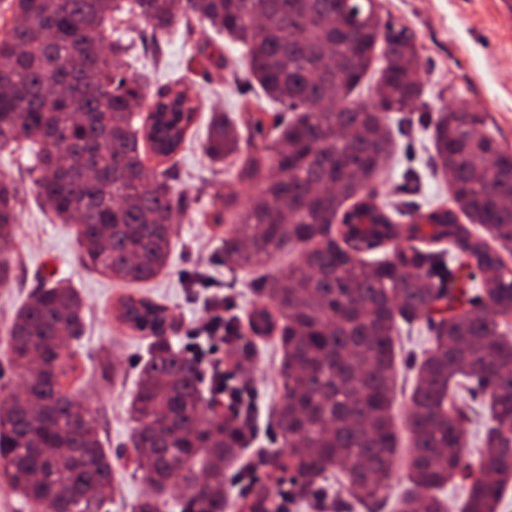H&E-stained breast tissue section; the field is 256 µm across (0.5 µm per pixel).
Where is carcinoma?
I'll return each instance as SVG.
<instances>
[{
    "label": "carcinoma",
    "mask_w": 512,
    "mask_h": 512,
    "mask_svg": "<svg viewBox=\"0 0 512 512\" xmlns=\"http://www.w3.org/2000/svg\"><path fill=\"white\" fill-rule=\"evenodd\" d=\"M125 15L154 36L182 22L189 38L194 15L245 48L246 79L292 116L271 126L249 107L244 120L211 116L207 154L234 159L239 185L260 186L242 208L240 191L224 194L233 225L224 267L266 266L300 249L297 263L256 283L247 331L224 322V350L243 372L229 417L206 412L197 358L165 336L167 309L119 300L122 322L153 338L127 408L136 469L150 488L132 512H161L175 478L182 512H228L225 473L254 438L244 372L254 339L267 336L282 351L275 420L284 450L258 461L276 492L250 470L237 474L248 512H286L283 495L347 509L328 498L334 470L348 498L377 507L397 465L394 334L422 319L431 346L404 423L413 451L399 512H442L437 492L457 479L466 483L461 512H497L512 487V150L478 134L484 113L443 106L429 117L432 169L448 181L452 206L374 202L392 147L386 122L407 135L422 97L416 37L383 17L378 0H12L0 38V149L21 137L38 146L28 168L38 196L74 225L82 261L107 278L143 282L166 268L172 216L190 206L175 191L173 160L200 108L185 82L149 92L129 73L136 38L106 33ZM378 57L380 100L340 105ZM19 202L14 180L0 175L1 241L14 236ZM426 224L436 232L425 234ZM440 243L448 250L433 249ZM83 322L77 289L51 280L10 330V364L25 386L0 401V462L39 512H107L112 460L94 413L67 386L77 367L60 342L81 336ZM462 381L487 413L476 463L467 403L455 391Z\"/></svg>",
    "instance_id": "carcinoma-1"
}]
</instances>
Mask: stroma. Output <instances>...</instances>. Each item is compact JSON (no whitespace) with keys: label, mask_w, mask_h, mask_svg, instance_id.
Here are the masks:
<instances>
[{"label":"stroma","mask_w":512,"mask_h":512,"mask_svg":"<svg viewBox=\"0 0 512 512\" xmlns=\"http://www.w3.org/2000/svg\"><path fill=\"white\" fill-rule=\"evenodd\" d=\"M382 10L407 25L420 50L419 72L424 95L421 113L435 112L443 104L471 106L487 115L486 132L512 149V0H380ZM133 72L146 76L151 89L178 79L191 81L201 102L196 122L175 157L177 190L191 200L187 210L173 219V248L168 269L147 282L125 284L100 276L84 265L78 254L71 225L58 221L37 198L26 171L28 149H0V174L13 176L22 207L13 239L5 246L14 264V279L0 287V399L18 391L19 375L5 355L8 331L16 308L43 281L63 277L79 291L84 302V329L70 341L77 372L74 391L97 409L101 435L116 470L110 492L109 512H131L130 505L145 486L130 457L132 424L126 405L136 387L140 365L147 354L148 338L132 332L118 319L120 298L147 296L162 304L171 317L169 336L175 348H184L189 334L205 317L197 296L198 280L224 293V317L246 323L256 296L250 268L225 269L221 259L225 224L212 223L217 197L233 187L234 169L215 168L205 154L210 113L218 109L236 114L256 94L237 76L244 71V50L230 46L223 36L206 32L204 45L187 41L181 29H171L160 42L136 44ZM430 131L415 122L410 136H396L393 153L376 181L380 199H410L421 207L450 206L448 185L429 167ZM420 178L417 192H402L405 172ZM397 377L394 416L403 423L415 377L413 362L430 345L425 327L400 328L395 338ZM109 359L117 375L102 382L101 359ZM280 353L275 340L256 343L249 376L257 391L258 413L254 441L243 450L239 465L247 467L259 455L273 449L275 427L270 407L280 398Z\"/></svg>","instance_id":"obj_1"}]
</instances>
